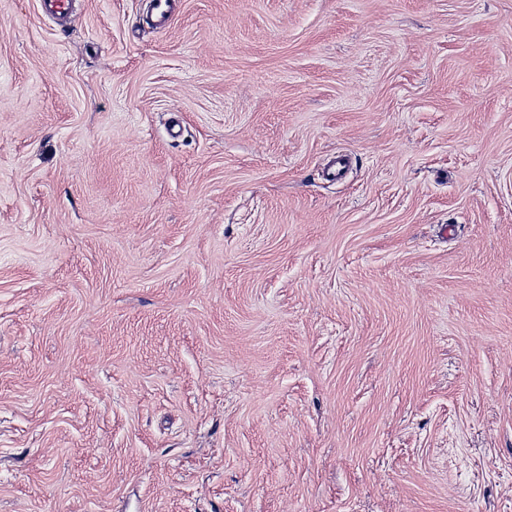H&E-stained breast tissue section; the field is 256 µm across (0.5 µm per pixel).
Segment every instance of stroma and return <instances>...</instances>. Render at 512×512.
I'll return each instance as SVG.
<instances>
[{
	"label": "stroma",
	"instance_id": "35a3bbf8",
	"mask_svg": "<svg viewBox=\"0 0 512 512\" xmlns=\"http://www.w3.org/2000/svg\"><path fill=\"white\" fill-rule=\"evenodd\" d=\"M144 5L0 0V512H512V0ZM43 14L53 17L57 22H71L76 16L75 0H40ZM150 23L155 31H166L172 24L178 8V0H151Z\"/></svg>",
	"mask_w": 512,
	"mask_h": 512
}]
</instances>
